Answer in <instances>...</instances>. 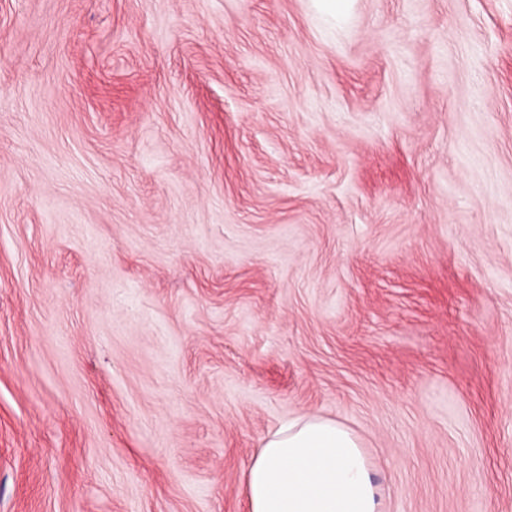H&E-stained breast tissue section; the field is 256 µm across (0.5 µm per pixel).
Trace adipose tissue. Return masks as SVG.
<instances>
[{"label":"adipose tissue","instance_id":"obj_1","mask_svg":"<svg viewBox=\"0 0 512 512\" xmlns=\"http://www.w3.org/2000/svg\"><path fill=\"white\" fill-rule=\"evenodd\" d=\"M247 485V512H382L358 437L318 416L286 422L269 434Z\"/></svg>","mask_w":512,"mask_h":512}]
</instances>
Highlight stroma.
Wrapping results in <instances>:
<instances>
[{"mask_svg": "<svg viewBox=\"0 0 512 512\" xmlns=\"http://www.w3.org/2000/svg\"><path fill=\"white\" fill-rule=\"evenodd\" d=\"M305 415L512 512V0H0V512H246Z\"/></svg>", "mask_w": 512, "mask_h": 512, "instance_id": "35a3bbf8", "label": "stroma"}]
</instances>
